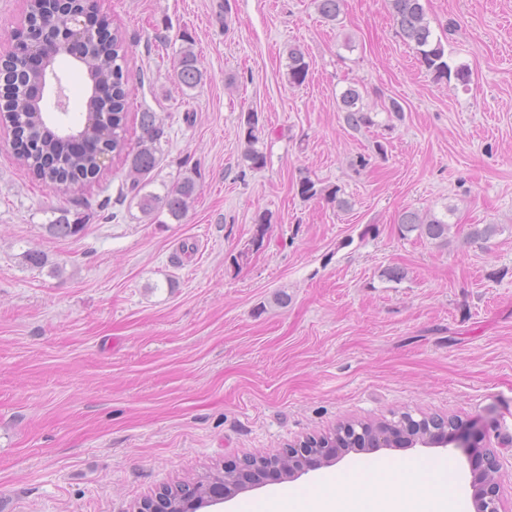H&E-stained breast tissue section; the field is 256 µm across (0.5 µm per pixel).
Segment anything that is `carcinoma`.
I'll return each mask as SVG.
<instances>
[{
	"instance_id": "carcinoma-1",
	"label": "carcinoma",
	"mask_w": 512,
	"mask_h": 512,
	"mask_svg": "<svg viewBox=\"0 0 512 512\" xmlns=\"http://www.w3.org/2000/svg\"><path fill=\"white\" fill-rule=\"evenodd\" d=\"M343 0H317V10L321 16L331 22L337 20ZM393 20L399 33L414 49L426 70L438 78L455 77L465 83L468 73L458 67L451 70L446 58L441 39L434 36L426 21L421 0H390ZM82 52L77 61L85 68L88 96L86 105L92 111L107 115L105 128L94 126L82 127V119H75V128L84 131L83 146L77 150L74 144L66 140L45 123H22L21 113L26 111V86L35 80V74L27 69L6 63L0 67V115L3 120L16 124L19 145V159L27 166L32 175L46 185L56 189H68L72 186L89 182L99 175L101 168L98 156L112 152L117 156L126 155L130 160L131 170L138 175H147L157 164V153L161 149L164 129L154 112L140 113L137 150L128 154L125 150L127 125V104L129 96V73L124 69L126 49L122 35L115 31L105 40L102 36L81 42ZM176 77L180 85L194 88L202 81V71L198 67L195 53L186 48L175 65ZM309 63L304 53L293 48L288 53V83L301 86L307 80ZM344 122L352 130L369 127L372 118L364 110L359 90L349 87L340 97ZM258 115L250 112L245 116L246 139L248 148L245 152L249 168L259 169L265 164L264 155L253 148L256 140ZM130 190L139 196V207L145 214L165 210L172 218L181 219L189 203L197 193V184L191 177L184 178L174 188L159 196L153 193H141L140 182H132ZM402 230L418 232L420 236L440 244L448 243V222L434 213L421 214L415 210L404 211L398 220ZM81 216L70 220L62 218L55 224H47V232L57 238H71L84 230ZM240 478L224 475L215 470L199 478L196 488L201 499L218 500L224 496V490L239 483Z\"/></svg>"
}]
</instances>
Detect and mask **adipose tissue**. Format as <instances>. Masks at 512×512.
<instances>
[{"mask_svg":"<svg viewBox=\"0 0 512 512\" xmlns=\"http://www.w3.org/2000/svg\"><path fill=\"white\" fill-rule=\"evenodd\" d=\"M459 482L447 457L380 460L336 469L310 488L278 490L241 512H458Z\"/></svg>","mask_w":512,"mask_h":512,"instance_id":"1","label":"adipose tissue"}]
</instances>
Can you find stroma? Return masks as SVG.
Wrapping results in <instances>:
<instances>
[{
	"label": "stroma",
	"mask_w": 512,
	"mask_h": 512,
	"mask_svg": "<svg viewBox=\"0 0 512 512\" xmlns=\"http://www.w3.org/2000/svg\"><path fill=\"white\" fill-rule=\"evenodd\" d=\"M91 2L128 45L127 149L140 113L165 124L145 191H198L181 220L145 215L121 157L51 189L0 127V505L137 512L227 460L405 412L472 423L512 477V0H422L464 84L421 66L389 0H343L333 23L314 0ZM187 47L192 89L173 70ZM351 86L373 120L359 131ZM305 175L338 203L302 198ZM406 209L447 215V244L402 233ZM77 212L81 235L47 233ZM31 248L47 266L24 263ZM443 455L473 512L462 449L340 465ZM176 77L180 85L187 88H195L202 81V71L198 67V59L191 48L181 52V56L175 65ZM287 68V78L290 85L301 86L305 83L309 74V64L299 48H293L289 51ZM341 111L344 112L345 124L354 131L369 127L372 124V118L364 110L362 105V96L358 89L347 88L340 97ZM258 115L257 113L250 112L245 116L244 124L246 126V139L248 143V148L245 152V158L246 161L249 162V168L251 169H259L262 168L265 164V157L264 155L255 150L252 145L253 142L256 140V130L258 126Z\"/></svg>",
	"instance_id": "35a3bbf8"
}]
</instances>
